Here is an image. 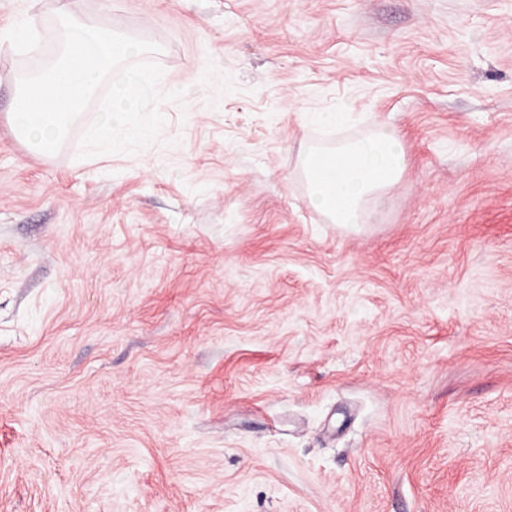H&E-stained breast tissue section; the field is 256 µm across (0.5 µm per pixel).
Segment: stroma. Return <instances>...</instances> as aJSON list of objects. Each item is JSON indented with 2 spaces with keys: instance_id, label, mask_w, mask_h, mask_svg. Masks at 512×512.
Listing matches in <instances>:
<instances>
[{
  "instance_id": "1",
  "label": "stroma",
  "mask_w": 512,
  "mask_h": 512,
  "mask_svg": "<svg viewBox=\"0 0 512 512\" xmlns=\"http://www.w3.org/2000/svg\"><path fill=\"white\" fill-rule=\"evenodd\" d=\"M62 6L159 45L160 142L16 135ZM316 112L401 134L377 222ZM0 512H512V0H0ZM406 169L399 132L380 125L367 135L332 147H310L302 155L301 173L309 198L332 224L358 228Z\"/></svg>"
}]
</instances>
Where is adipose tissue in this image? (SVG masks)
I'll return each instance as SVG.
<instances>
[{"label":"adipose tissue","mask_w":512,"mask_h":512,"mask_svg":"<svg viewBox=\"0 0 512 512\" xmlns=\"http://www.w3.org/2000/svg\"><path fill=\"white\" fill-rule=\"evenodd\" d=\"M405 169L402 138L389 125L332 147L308 148L301 158L312 205L330 223L349 228L368 223Z\"/></svg>","instance_id":"ef3b65f1"}]
</instances>
